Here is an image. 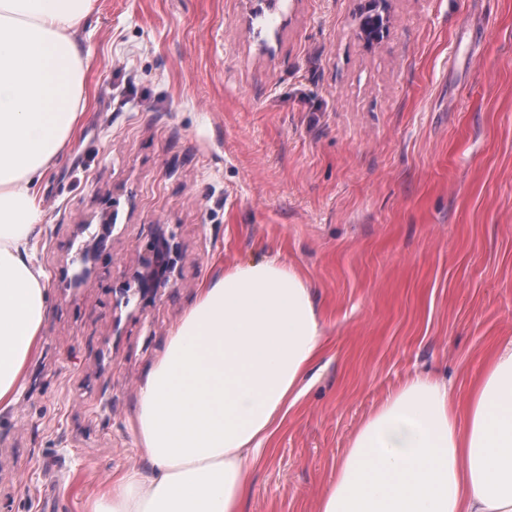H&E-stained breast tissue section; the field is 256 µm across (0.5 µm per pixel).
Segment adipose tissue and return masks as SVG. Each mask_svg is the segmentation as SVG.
Here are the masks:
<instances>
[{"label":"adipose tissue","mask_w":512,"mask_h":512,"mask_svg":"<svg viewBox=\"0 0 512 512\" xmlns=\"http://www.w3.org/2000/svg\"><path fill=\"white\" fill-rule=\"evenodd\" d=\"M91 0H0V408L47 312L39 184L88 104L77 36ZM329 348L309 282L272 257L198 291L139 388V458L92 512H241L251 467ZM466 390L415 375L361 423L319 512H512V340Z\"/></svg>","instance_id":"obj_1"}]
</instances>
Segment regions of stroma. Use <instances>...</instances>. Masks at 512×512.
I'll use <instances>...</instances> for the list:
<instances>
[{
  "instance_id": "stroma-1",
  "label": "stroma",
  "mask_w": 512,
  "mask_h": 512,
  "mask_svg": "<svg viewBox=\"0 0 512 512\" xmlns=\"http://www.w3.org/2000/svg\"><path fill=\"white\" fill-rule=\"evenodd\" d=\"M93 0L88 108L42 186L48 313L0 409V512H89L139 454L141 382L199 288L278 257L331 348L243 512H318L408 378L464 387L512 339V0ZM176 287L122 301L153 225ZM105 242L76 282L90 232Z\"/></svg>"
}]
</instances>
